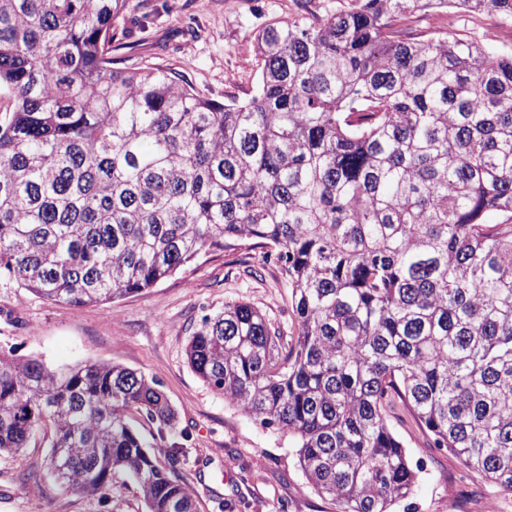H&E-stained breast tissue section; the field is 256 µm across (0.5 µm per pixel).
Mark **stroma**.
<instances>
[{
	"label": "stroma",
	"instance_id": "stroma-1",
	"mask_svg": "<svg viewBox=\"0 0 512 512\" xmlns=\"http://www.w3.org/2000/svg\"><path fill=\"white\" fill-rule=\"evenodd\" d=\"M352 0H125L112 23L115 56L125 65L176 73L218 101L254 94L259 72L254 35L276 19L322 17ZM408 34L452 33L512 54V18L432 6L399 17ZM258 308L284 336L296 333L287 284L265 249L204 253L171 277L119 300L62 307L0 278V351L67 369L94 362L157 380L177 412L175 431L135 423L193 490L201 512H336L308 483L288 434L266 427L224 400L189 368L186 346L202 317L228 302ZM390 426L421 467L413 494L396 512H512V494L462 467L401 404ZM52 429L26 448L0 455V512H147L138 484L113 476L104 494L60 486L47 470Z\"/></svg>",
	"mask_w": 512,
	"mask_h": 512
}]
</instances>
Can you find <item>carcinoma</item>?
I'll return each instance as SVG.
<instances>
[{"label":"carcinoma","instance_id":"cac0c4a2","mask_svg":"<svg viewBox=\"0 0 512 512\" xmlns=\"http://www.w3.org/2000/svg\"><path fill=\"white\" fill-rule=\"evenodd\" d=\"M433 4L512 17V0H355L269 24L256 93L222 103L116 67L124 0H0V275L80 307L202 253L273 250L296 339L228 302L186 358L295 440L337 512H392L412 492L398 400L434 447L512 493V55L394 27ZM134 413L176 424L131 369L0 352V453L48 423L66 488L96 495L123 471L148 512H198Z\"/></svg>","mask_w":512,"mask_h":512}]
</instances>
